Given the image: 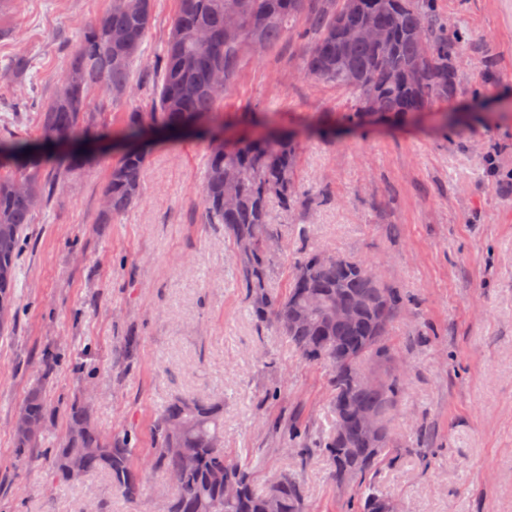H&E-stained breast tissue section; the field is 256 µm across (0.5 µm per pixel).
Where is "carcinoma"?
Masks as SVG:
<instances>
[{
    "instance_id": "cac0c4a2",
    "label": "carcinoma",
    "mask_w": 512,
    "mask_h": 512,
    "mask_svg": "<svg viewBox=\"0 0 512 512\" xmlns=\"http://www.w3.org/2000/svg\"><path fill=\"white\" fill-rule=\"evenodd\" d=\"M153 9V0H110L106 13L79 33L65 57L54 91L39 106L38 132L0 138V326L14 303L25 226L47 203L54 182L89 162L87 156L66 154L62 167L50 172V140L65 137L77 143L102 137L91 131L95 121L88 112V94L102 87L115 106L131 100ZM229 13L241 19L237 34L226 32ZM298 15L315 32L302 53L305 74L354 93L353 117L419 112L457 95L456 60L465 43L448 38L431 0H177L160 61L162 80L149 110L128 112L126 128L112 139L137 140L149 125L220 134L215 119L224 95L213 92L216 74L223 73L229 83L247 51L278 44L287 35V22ZM370 25L378 28L375 39L361 35ZM30 67L28 57L15 55L0 65V78L18 80ZM147 156L143 148L130 150L112 167L98 223H111L140 200ZM295 163L291 141L272 143L262 134L211 147L201 191L208 223L224 225L233 243L237 278L258 325L288 337L301 360L329 368L334 412L386 408L388 427L400 402L401 377L386 374L382 383L365 386L348 375L358 372L367 358L388 361L386 336L403 305L402 294L383 279H371L365 262L338 254L325 263L316 249L299 253L285 292L268 286L274 265L268 242L277 236L272 205L288 208L300 200L293 182ZM338 305L352 311L353 318L342 321L330 315ZM222 418L220 406L203 395L176 397L159 414L151 465L178 477L165 512H270L272 498L275 512H302L303 488L294 475L280 474L261 486L252 471L227 459ZM48 424L47 404L33 390L14 417L15 447H39ZM131 437L128 432L113 437L101 433L84 401L76 400L68 411L66 435L52 452L55 479L73 484L66 460L76 455L84 474L103 472L127 501H139L143 481L133 463ZM316 448L341 486L356 482L371 487L381 467L396 457L389 439L379 454H372L352 418L346 442L332 429L321 435ZM227 482L237 486L230 500L225 499ZM389 505L372 491L348 501L347 508L390 512Z\"/></svg>"
}]
</instances>
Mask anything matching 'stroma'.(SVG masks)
I'll list each match as a JSON object with an SVG mask.
<instances>
[{
  "mask_svg": "<svg viewBox=\"0 0 512 512\" xmlns=\"http://www.w3.org/2000/svg\"><path fill=\"white\" fill-rule=\"evenodd\" d=\"M109 0H13L0 15V65L26 52L18 82L0 81V116L35 134L36 110L60 75L65 47ZM176 0H154L135 74L149 107ZM468 46L461 90L421 112L352 121L350 93L307 78L293 39L252 52L224 91V141L290 136L303 206L274 208L280 250L269 286L285 292L297 252L318 248L378 266L406 302L387 341L403 378L392 423L397 462L375 488L398 512H512V0H434ZM212 140L149 144L140 202L111 223L97 215L121 151L56 184L26 230L19 318L0 335V512H161L175 487L149 466L154 423L174 397L204 394L224 408V452L258 482L301 483L305 512H345L325 458L302 455L288 431L328 432L329 371L303 362L287 337L258 326L235 274V251L201 203ZM135 337L131 362L119 354ZM59 356L44 373L41 356ZM53 412L36 458L21 457L14 416L31 390ZM92 394L97 428L136 433L145 496L130 503L101 472L57 485L47 466L66 409Z\"/></svg>",
  "mask_w": 512,
  "mask_h": 512,
  "instance_id": "stroma-1",
  "label": "stroma"
}]
</instances>
